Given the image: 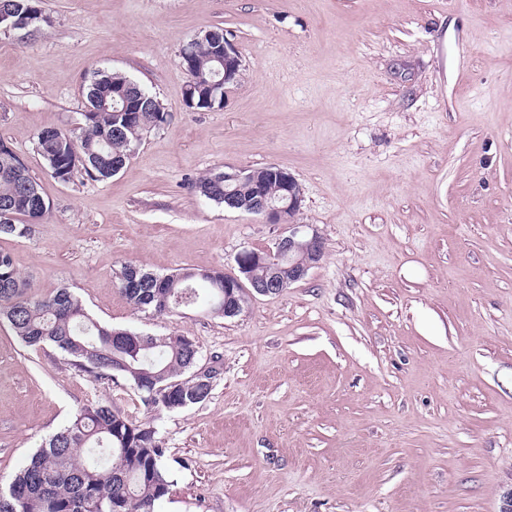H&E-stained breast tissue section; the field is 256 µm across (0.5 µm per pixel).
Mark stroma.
<instances>
[{
	"label": "stroma",
	"mask_w": 512,
	"mask_h": 512,
	"mask_svg": "<svg viewBox=\"0 0 512 512\" xmlns=\"http://www.w3.org/2000/svg\"><path fill=\"white\" fill-rule=\"evenodd\" d=\"M0 32V138L49 204L1 237L33 291L73 288L115 328L183 334L218 377L202 403L146 407L124 383L24 347L0 320V486L81 406L152 423L173 486L156 512H499L512 490V0H41ZM223 28L244 69L223 107L185 104L180 50ZM124 73L168 122L103 181L36 151L77 127L86 78ZM267 165L324 241L307 276L243 313L156 317L126 263L237 273L281 224L228 211L202 177Z\"/></svg>",
	"instance_id": "obj_1"
}]
</instances>
